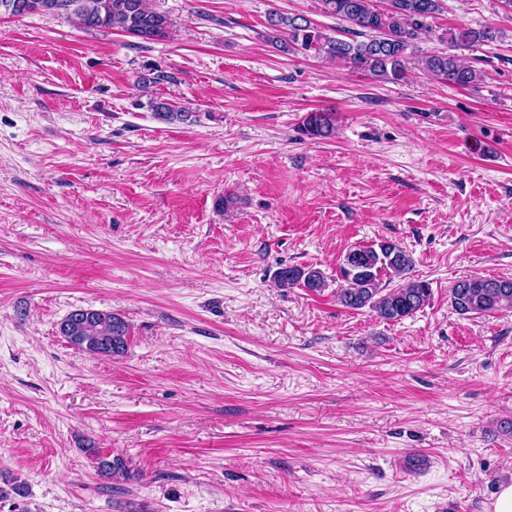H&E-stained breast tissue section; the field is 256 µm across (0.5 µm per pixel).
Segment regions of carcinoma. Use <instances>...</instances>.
I'll use <instances>...</instances> for the list:
<instances>
[{"mask_svg":"<svg viewBox=\"0 0 512 512\" xmlns=\"http://www.w3.org/2000/svg\"><path fill=\"white\" fill-rule=\"evenodd\" d=\"M24 11L40 10L49 14L65 15L84 27L117 29L144 40L165 34L167 16L151 8L147 0H24ZM386 9L377 7L373 0H319L321 10L346 21L356 29L351 37L332 36L309 19L270 12L267 17L272 42L283 53L314 55L331 62L345 63L359 70H367L387 80L401 81L406 75L408 55L419 38L425 20L440 9L439 0H388ZM497 38V32L457 27L448 30V45L472 47ZM429 74L462 88L475 87L484 81V74L464 63L453 53H437L425 58ZM302 134L311 138H328L333 132L329 113L312 112L304 120ZM414 265L412 255L390 241H378L368 246L355 247L347 252L341 274L347 287L337 295L345 308L360 310L365 307L389 322H398L412 316L428 302L429 284L409 279L395 288L387 282L402 278ZM281 288L303 286L312 292L326 287L322 271L313 266H288L276 273ZM502 287L492 278L471 277L457 281L450 289L449 300L461 315H486L512 308V278ZM59 333L79 351L95 356L104 345L112 347L109 356L124 355L128 346L129 325L119 315L88 310L79 318L69 313L59 324ZM85 452L95 457L98 475L112 481H130L136 473L129 462L120 456L103 454L100 449L88 447ZM26 482L19 477L3 480L0 500L14 496L25 497Z\"/></svg>","mask_w":512,"mask_h":512,"instance_id":"1","label":"carcinoma"}]
</instances>
